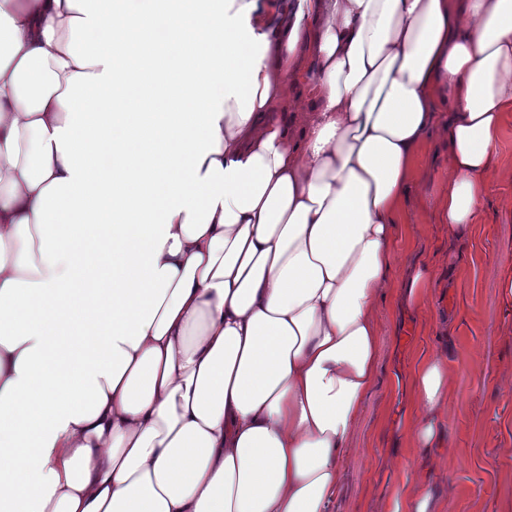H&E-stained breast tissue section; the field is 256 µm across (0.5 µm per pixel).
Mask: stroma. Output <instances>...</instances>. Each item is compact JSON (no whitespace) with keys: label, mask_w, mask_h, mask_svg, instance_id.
Instances as JSON below:
<instances>
[{"label":"stroma","mask_w":512,"mask_h":512,"mask_svg":"<svg viewBox=\"0 0 512 512\" xmlns=\"http://www.w3.org/2000/svg\"><path fill=\"white\" fill-rule=\"evenodd\" d=\"M472 230L449 236L437 220L448 144L421 146L397 217L394 268L418 265L434 280L422 307L391 297L378 311L377 376L347 439L343 481L332 512H384L398 485L427 480L440 512H512V117ZM446 364L452 381L433 450L412 448L404 423L417 405L412 370L421 356Z\"/></svg>","instance_id":"obj_1"}]
</instances>
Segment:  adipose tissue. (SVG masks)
<instances>
[{
  "instance_id": "ef3b65f1",
  "label": "adipose tissue",
  "mask_w": 512,
  "mask_h": 512,
  "mask_svg": "<svg viewBox=\"0 0 512 512\" xmlns=\"http://www.w3.org/2000/svg\"><path fill=\"white\" fill-rule=\"evenodd\" d=\"M511 114L512 0H0V512H330L417 148L468 231Z\"/></svg>"
}]
</instances>
